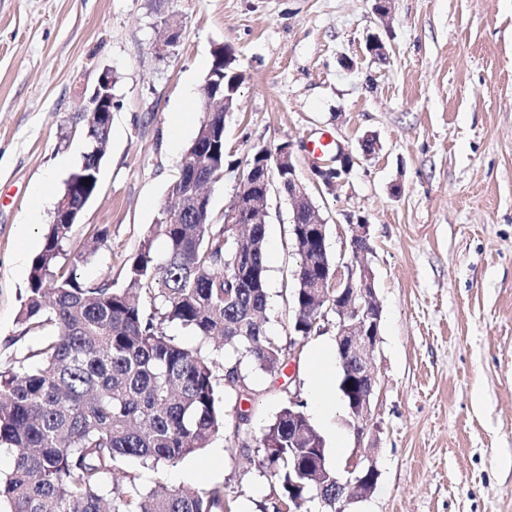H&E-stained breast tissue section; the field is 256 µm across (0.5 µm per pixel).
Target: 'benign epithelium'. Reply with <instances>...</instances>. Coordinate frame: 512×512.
<instances>
[{"label":"benign epithelium","instance_id":"1","mask_svg":"<svg viewBox=\"0 0 512 512\" xmlns=\"http://www.w3.org/2000/svg\"><path fill=\"white\" fill-rule=\"evenodd\" d=\"M365 50L373 63L385 65L390 60L388 46L377 34L367 36ZM212 53L214 65L202 84V97L208 103H226L228 99L221 90V81L224 79V45L214 46ZM113 107L112 75L106 72L99 79L88 111L110 122ZM376 149L377 140L370 134L362 138L361 152L356 154L340 144L336 145L335 153L330 159L324 162L316 159L312 161L310 168L315 176V183L328 190L343 183L354 165L369 159ZM254 157L259 162L245 176L239 177L233 200L224 207L226 224L247 223L254 213L257 201H266L274 184L287 195L296 214L300 213V207L311 200L306 183L297 173L289 143L278 146L272 168L265 166L267 152L259 149ZM325 230L326 222L319 216L312 224L294 228L295 240L300 243L309 239L324 246ZM351 230L352 235L346 245L350 260L334 264L325 277L314 280L309 287V296L321 302L313 313L314 322L318 324L317 333H322L329 325L335 328L340 364L345 374L352 377L348 406L355 429L361 433L367 426L371 399L377 386L374 356L380 341L382 309L375 297L374 273L368 260L372 248L366 220L357 219V223L351 225ZM377 476L378 470L373 456L360 453L346 463L344 472L338 471L328 476L327 482L316 484L315 490L321 495L326 487L335 486V512H345V507L352 498L367 497L373 492Z\"/></svg>","mask_w":512,"mask_h":512}]
</instances>
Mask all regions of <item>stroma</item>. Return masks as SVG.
<instances>
[{
	"label": "stroma",
	"instance_id": "35a3bbf8",
	"mask_svg": "<svg viewBox=\"0 0 512 512\" xmlns=\"http://www.w3.org/2000/svg\"><path fill=\"white\" fill-rule=\"evenodd\" d=\"M168 20L180 39L161 58L154 47ZM370 33L385 39L388 64L365 59ZM217 44L234 50L241 80L239 106L224 119L214 214L254 148L290 143L307 179L319 137L352 150L364 135L377 139L343 185L312 192L332 259L344 253L349 217L367 220L382 308L364 435L344 408L311 420L336 469L360 451L375 458L376 487L349 512H512V0H394L385 22L371 0H0V366L41 341L17 314L86 148L83 115L102 73L117 76L119 107L100 191L73 225L62 266L78 281L120 287L165 216L204 118L200 89ZM44 181L51 194L39 202L33 191ZM291 215L270 192L267 329L297 354L275 375L244 366L254 440L289 393L306 401L311 392L315 340L292 328ZM101 229L106 242L74 260ZM118 469L140 474L148 490L225 482L238 512H272L274 480L221 433L177 464L153 471L124 460Z\"/></svg>",
	"mask_w": 512,
	"mask_h": 512
}]
</instances>
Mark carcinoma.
I'll list each match as a JSON object with an SVG mask.
<instances>
[{
    "mask_svg": "<svg viewBox=\"0 0 512 512\" xmlns=\"http://www.w3.org/2000/svg\"><path fill=\"white\" fill-rule=\"evenodd\" d=\"M224 126V114L204 117L187 149L172 194L187 205L180 220L153 225L129 266L126 284L81 283L61 273L72 225L49 223L42 250L32 260L28 288L18 313L26 332H51L15 365L0 369V451L14 455L0 475L5 512H235L227 483L199 490H144L134 475H115L120 459L156 467L173 465L208 446L224 429L233 439L248 432L249 414L221 396L239 400L248 387L242 363L275 373L287 347L269 336L266 312V225L241 231L216 223L211 207L190 204L192 177L199 172L224 180V141L201 164L195 146ZM111 125L86 126L87 150L59 200L77 205L99 191V168ZM162 238L159 258L153 242ZM297 268L315 277L322 249H296ZM298 331L309 329L310 303L293 290ZM181 327L199 337L183 345L167 333ZM285 405L267 427L257 451L275 480L273 512L316 502L334 512L327 495L290 485L296 459L290 448L314 443L326 460L325 440L309 422L288 429ZM313 455L308 460H319Z\"/></svg>",
    "mask_w": 512,
    "mask_h": 512,
    "instance_id": "1",
    "label": "carcinoma"
}]
</instances>
